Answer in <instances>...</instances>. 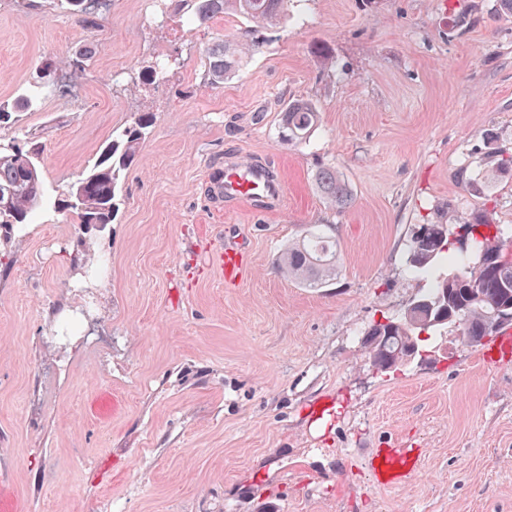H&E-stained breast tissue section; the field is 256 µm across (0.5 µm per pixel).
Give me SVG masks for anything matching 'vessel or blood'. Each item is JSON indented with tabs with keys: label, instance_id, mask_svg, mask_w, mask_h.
<instances>
[{
	"label": "vessel or blood",
	"instance_id": "obj_1",
	"mask_svg": "<svg viewBox=\"0 0 512 512\" xmlns=\"http://www.w3.org/2000/svg\"><path fill=\"white\" fill-rule=\"evenodd\" d=\"M216 191L227 201L258 196L266 201H277L283 195L281 179L259 161H233L225 163L216 184ZM407 451L403 448H387L380 451L373 464L376 482L382 486L401 483L408 474Z\"/></svg>",
	"mask_w": 512,
	"mask_h": 512
}]
</instances>
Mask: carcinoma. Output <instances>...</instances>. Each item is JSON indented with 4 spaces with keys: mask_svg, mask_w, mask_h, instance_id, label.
I'll return each instance as SVG.
<instances>
[{
    "mask_svg": "<svg viewBox=\"0 0 512 512\" xmlns=\"http://www.w3.org/2000/svg\"><path fill=\"white\" fill-rule=\"evenodd\" d=\"M86 0H65L70 13L81 17L86 27L98 26L95 13L82 7ZM290 0H162L161 14L190 25H205L233 12L253 23L246 31L245 44L224 39L205 51L204 83L219 85L239 70L242 54L266 42L265 31L273 21L288 14ZM154 122V114L142 112L134 121L116 132L93 167L79 179L65 198L57 199L59 208L77 213L82 224H110L119 206L120 182L138 159L141 142ZM318 125L316 106L304 99L288 102L280 112L278 135L282 143L297 146L311 137ZM40 146L13 137L0 140V237L8 241L30 223L38 208L47 204L50 194L43 183L38 159ZM317 183L327 203L347 208L351 191L331 166L320 167ZM468 233L459 236L448 224H429L421 236L411 234L408 260L416 271H427L443 254L449 255L456 271L436 281L431 291L420 297L401 322L406 327L388 330L382 322L367 332L369 336H388L389 342L370 356L372 365L382 369L384 352L400 349L399 363L413 357L405 336L418 337L441 326H452L459 339L480 342L488 336L487 328L497 319L496 312L512 313V262L502 263L499 256L512 254V227L504 229L487 216L466 224ZM337 243L320 225L306 231L282 254L285 271L307 288H321L336 275Z\"/></svg>",
    "mask_w": 512,
    "mask_h": 512,
    "instance_id": "cac0c4a2",
    "label": "carcinoma"
}]
</instances>
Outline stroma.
<instances>
[{"mask_svg":"<svg viewBox=\"0 0 512 512\" xmlns=\"http://www.w3.org/2000/svg\"><path fill=\"white\" fill-rule=\"evenodd\" d=\"M236 15L191 29L156 0H112L83 29L59 0H0V138L42 144L68 189L113 131L154 115L113 223L43 206L0 246V512H512V351L444 330L380 371L363 339L426 294L414 225L512 226V14L499 0H290L241 71L203 82ZM329 57L321 59L318 49ZM88 53L84 69L66 57ZM163 80L130 77L167 56ZM37 109L17 102L38 77ZM293 98L320 120L284 145ZM229 159L284 182L280 205L218 197ZM353 203L328 207L319 166ZM487 174L475 191L460 169ZM330 224L336 278L305 288L281 251ZM238 243L244 278L219 258ZM406 448L396 487L371 473Z\"/></svg>","mask_w":512,"mask_h":512,"instance_id":"1","label":"stroma"}]
</instances>
